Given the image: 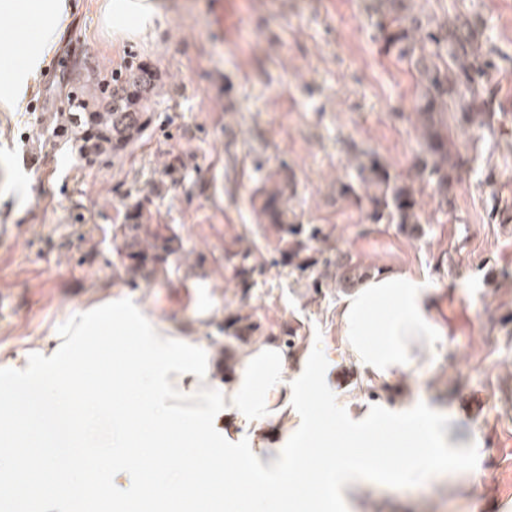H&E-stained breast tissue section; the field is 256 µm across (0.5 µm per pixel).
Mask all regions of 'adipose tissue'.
I'll use <instances>...</instances> for the list:
<instances>
[{
  "instance_id": "1",
  "label": "adipose tissue",
  "mask_w": 512,
  "mask_h": 512,
  "mask_svg": "<svg viewBox=\"0 0 512 512\" xmlns=\"http://www.w3.org/2000/svg\"><path fill=\"white\" fill-rule=\"evenodd\" d=\"M100 10L103 26L121 36L153 31L161 18L155 0H102ZM73 11L71 0H0V46L10 49L0 55V110L15 111L34 90ZM435 291L427 278L392 272L367 278L341 299L337 332L373 380H393L437 357L442 331L433 319ZM281 377L284 386L269 395L273 416L248 423L232 410L242 375L237 371L226 376L223 403L229 412L224 429L235 440L244 426H251L253 453L266 467L278 459L292 431L281 408L291 395L288 382L294 374L287 370Z\"/></svg>"
}]
</instances>
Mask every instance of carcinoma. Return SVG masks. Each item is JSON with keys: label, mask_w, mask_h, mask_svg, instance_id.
<instances>
[{"label": "carcinoma", "mask_w": 512, "mask_h": 512, "mask_svg": "<svg viewBox=\"0 0 512 512\" xmlns=\"http://www.w3.org/2000/svg\"><path fill=\"white\" fill-rule=\"evenodd\" d=\"M411 0H371L379 17L385 49L408 62L418 76L416 115L421 130L422 149L413 166L415 178L436 186L448 196V188L457 180L467 160L453 149L448 140V96L457 93V111L465 124L478 129H494L496 111L490 96L483 90V78L495 67L491 54L482 53L477 37L479 27L469 21L448 19L434 31H424L421 19L411 14ZM442 45L448 59L428 50L427 44ZM156 87V76L137 68L107 86L93 112L79 96L68 102V111L61 113L63 127L82 142L85 156L107 157L124 150L142 135L147 125L145 102ZM366 187L377 193L369 197L373 206L371 218L383 219L402 226L420 223V203L414 185L393 182L388 169L376 158L354 163ZM270 218L285 223L286 211L279 207L278 192L272 191L265 202ZM305 245L298 242L283 253L284 261L305 269L308 259L300 258ZM365 276L359 264L345 255L336 256V282L351 288Z\"/></svg>", "instance_id": "1"}]
</instances>
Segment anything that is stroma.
Wrapping results in <instances>:
<instances>
[{
	"instance_id": "obj_1",
	"label": "stroma",
	"mask_w": 512,
	"mask_h": 512,
	"mask_svg": "<svg viewBox=\"0 0 512 512\" xmlns=\"http://www.w3.org/2000/svg\"><path fill=\"white\" fill-rule=\"evenodd\" d=\"M369 0H160L155 34L107 32L98 0L74 19L36 89L0 112V364L53 347L72 312L128 298L186 343L211 352L223 379L238 351L275 339L321 346L337 396L407 410H443L458 447L479 440L475 477L430 478L364 492L362 512H512V0H412L425 20L483 24L493 52L494 131L448 114L467 166L447 197L416 182L415 230L374 223L349 163L375 154L393 179L412 178L420 152L416 78L385 53ZM148 66L160 88L144 135L109 163L87 164L57 130L78 78L103 81ZM283 187L290 224L321 228L305 256L324 277L281 265L294 241L263 212ZM288 223V224H289ZM162 225L177 252L132 265L125 239ZM250 250L248 261L238 253ZM348 254L370 275L407 271L437 287V359L396 381L366 383L336 331L344 294L334 261Z\"/></svg>"
}]
</instances>
